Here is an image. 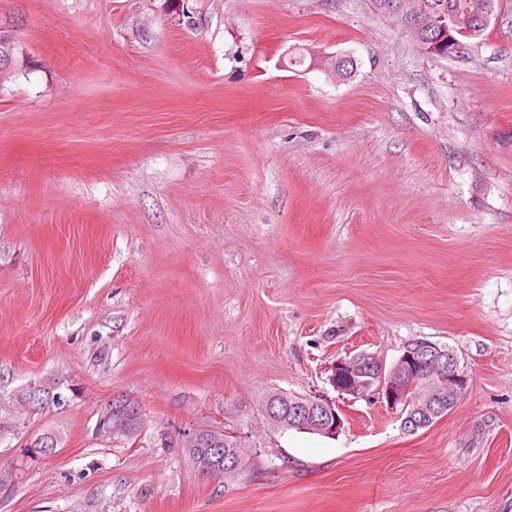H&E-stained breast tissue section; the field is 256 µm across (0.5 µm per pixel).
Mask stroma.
Masks as SVG:
<instances>
[{
    "mask_svg": "<svg viewBox=\"0 0 512 512\" xmlns=\"http://www.w3.org/2000/svg\"><path fill=\"white\" fill-rule=\"evenodd\" d=\"M0 26V512H512V0L454 57L371 0H0ZM415 339L470 378L417 434L327 381ZM274 388L344 430L271 431ZM121 396L143 426L101 437ZM214 429L237 478L186 453ZM59 438L53 431H46L31 439L25 448L26 457H50L57 453ZM219 435L221 439L224 440V446L222 447L224 448V456H222V458H215L213 464L219 468V471L216 472H222L224 474V467L236 468L238 466L239 468L243 456V448L237 435L226 431H224V435L221 433H219ZM230 459H232V461H230ZM233 463L237 464V466H228Z\"/></svg>",
    "mask_w": 512,
    "mask_h": 512,
    "instance_id": "1",
    "label": "stroma"
}]
</instances>
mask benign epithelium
Wrapping results in <instances>:
<instances>
[{
    "mask_svg": "<svg viewBox=\"0 0 512 512\" xmlns=\"http://www.w3.org/2000/svg\"><path fill=\"white\" fill-rule=\"evenodd\" d=\"M329 383L340 394L359 397L378 395L386 407L398 413L401 425L413 432L431 424L447 412L468 390L469 377L459 368L452 349L431 341L407 344L389 368L376 357L361 352L336 359ZM288 412L278 411L274 397L266 398L264 409L273 424L313 431L334 437L344 429V418L334 403L317 396L293 394L287 400ZM142 421L136 408L112 415V407L102 411L97 432L107 438L127 436ZM59 438L47 431L27 443L25 456L50 457L57 453Z\"/></svg>",
    "mask_w": 512,
    "mask_h": 512,
    "instance_id": "obj_1",
    "label": "benign epithelium"
}]
</instances>
